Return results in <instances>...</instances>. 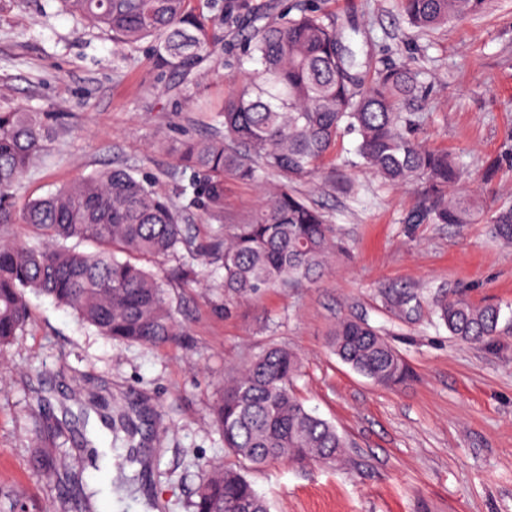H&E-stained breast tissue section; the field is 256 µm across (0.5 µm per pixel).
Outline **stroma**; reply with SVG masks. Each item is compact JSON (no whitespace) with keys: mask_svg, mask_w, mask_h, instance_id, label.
Listing matches in <instances>:
<instances>
[{"mask_svg":"<svg viewBox=\"0 0 512 512\" xmlns=\"http://www.w3.org/2000/svg\"><path fill=\"white\" fill-rule=\"evenodd\" d=\"M264 21L285 6H313L359 27L355 45L379 63L419 72L430 94L417 107L423 144L460 158L465 189L488 210L512 200V0L434 31L411 26L398 0H253ZM236 24L185 84L160 74L149 44L121 50L59 0H0V111L20 106L68 115V126L25 172L14 206L111 167L138 171L177 197L196 174L183 143L218 131L217 110L233 78L257 69ZM162 82V93L148 92ZM354 135L296 191L339 228L345 252L314 282L226 298L222 272L168 289L182 327L178 343L119 345L79 327L51 298L29 297L31 323L0 361V494L25 512H189L205 463L232 464L212 422L224 379L268 347L303 362L296 394L347 441L333 463L277 460L249 470L270 512H512V248L486 224H414L424 186H392L361 165ZM497 162L491 184L486 165ZM260 184L224 176L222 212L190 209L197 242L249 220ZM448 295L501 307L497 336H450L434 301ZM343 319L378 329L408 367L396 385L372 382L329 346ZM146 411L152 443L112 501L100 503L92 443L103 429L130 454L121 419ZM48 428L45 449L61 459L60 486L30 466L31 432Z\"/></svg>","mask_w":512,"mask_h":512,"instance_id":"obj_1","label":"stroma"}]
</instances>
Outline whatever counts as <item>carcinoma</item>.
Segmentation results:
<instances>
[{"instance_id":"obj_1","label":"carcinoma","mask_w":512,"mask_h":512,"mask_svg":"<svg viewBox=\"0 0 512 512\" xmlns=\"http://www.w3.org/2000/svg\"><path fill=\"white\" fill-rule=\"evenodd\" d=\"M78 20L128 49L152 43L158 69L188 76L224 42V22L252 24L245 52L261 69L232 81L219 123L224 134L190 143L184 157L197 170L185 206L160 195L130 168L99 171L29 201L22 213L31 242L0 237V354L30 323L27 293L50 296L81 325L118 343L160 347L179 336L169 291L154 271L160 259L186 251L175 273L198 281L195 257L223 269L224 295L256 294L287 283L312 282L339 249L334 225L319 208L285 185L245 224H233L196 245L186 233L187 210L219 212L224 173L259 181L274 173L288 181L314 174L336 148L341 132L355 135L362 164L393 185L420 180L425 200L415 221L492 226L512 246V205L490 217L460 188L463 169L448 153L423 146L421 120L411 105L424 96L420 74L405 65L378 67L353 48L351 23L315 10L284 12L258 25L250 0H59ZM415 27L433 29L483 12L486 0H399ZM62 116L24 106L0 112V223L10 218L7 194L55 139ZM76 239L94 247L79 251ZM450 335L481 342L499 331L500 307L467 300L436 302ZM333 353L376 383L394 385L405 362L381 334L360 320L331 333ZM302 360L284 346L255 357L225 380L214 423L225 450L252 468L270 461H334L346 447L336 426L313 414L294 385ZM34 432L33 468L52 479L59 462L42 452ZM190 512H270V504L239 468L208 463Z\"/></svg>"}]
</instances>
